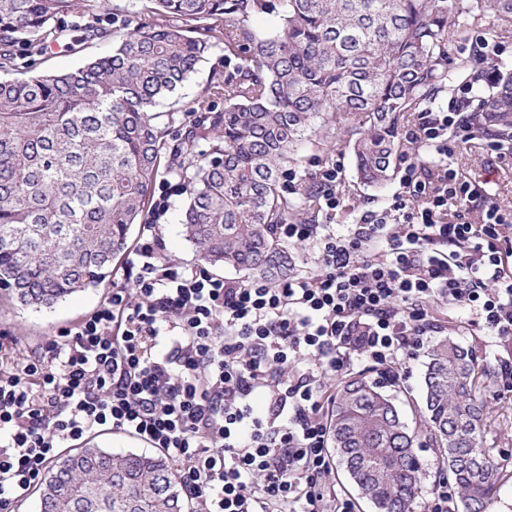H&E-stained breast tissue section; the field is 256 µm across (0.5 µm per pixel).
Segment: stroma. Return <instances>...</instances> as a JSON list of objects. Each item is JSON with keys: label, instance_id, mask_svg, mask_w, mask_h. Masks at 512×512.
<instances>
[{"label": "stroma", "instance_id": "35a3bbf8", "mask_svg": "<svg viewBox=\"0 0 512 512\" xmlns=\"http://www.w3.org/2000/svg\"><path fill=\"white\" fill-rule=\"evenodd\" d=\"M491 36L503 42L506 50L499 63L501 69H512V21L503 22L493 12H486L481 24L471 27L448 47L449 60L466 58L477 36ZM111 41L93 40L65 50L56 44L48 45L41 72L64 73L75 70L88 60L111 53ZM233 60L224 56L223 45L211 47L199 62L195 73L179 88L173 98L160 103V111H176L175 128L188 124L190 117L185 108L196 95L221 73L233 67ZM333 151L324 155L321 148L304 144L295 171L299 178L306 179L328 163H335L341 180L342 202L335 215L319 214V223L330 222L337 230L356 223L368 210H378L389 205L392 195L400 188L398 178H391L379 188L364 186L358 181L355 157L346 135L338 133L331 138ZM505 158H495L477 144H462L455 162L460 174L466 179L495 193L497 201L512 210V140L504 141ZM187 201L186 192H178L170 198V209L164 219L162 240L166 257L179 266H198L199 260L192 244L181 235L178 222ZM112 289L111 281L78 293L49 309L35 310L16 303L7 293L0 292V334L14 338L19 349L27 350L44 343L63 330L99 308ZM435 315L440 321V333L459 341L473 352L479 363L489 367L492 375L480 388L479 394L489 411L483 431V444L506 457H512V391H507L504 366L512 364V341L499 342L475 325L469 324L456 309L443 303L436 304Z\"/></svg>", "mask_w": 512, "mask_h": 512}]
</instances>
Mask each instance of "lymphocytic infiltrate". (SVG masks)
I'll return each mask as SVG.
<instances>
[{"mask_svg": "<svg viewBox=\"0 0 512 512\" xmlns=\"http://www.w3.org/2000/svg\"><path fill=\"white\" fill-rule=\"evenodd\" d=\"M472 86L429 105L402 138L400 189L347 230L288 222L312 246L307 274L245 283L170 264L160 182L128 255L131 286L19 361L0 358V512H12L62 448L101 430L161 450L193 512H325L331 472L323 381L356 363L399 377L436 329L432 305L512 338V211L448 163L498 136L466 110Z\"/></svg>", "mask_w": 512, "mask_h": 512, "instance_id": "f902f5d3", "label": "lymphocytic infiltrate"}]
</instances>
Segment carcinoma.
<instances>
[{"mask_svg":"<svg viewBox=\"0 0 512 512\" xmlns=\"http://www.w3.org/2000/svg\"><path fill=\"white\" fill-rule=\"evenodd\" d=\"M487 10L512 19V0H144L148 21L112 36L98 23L110 0H0V72L22 48L73 40V13L96 19L81 40L115 41L74 71L0 79V288L41 309L101 283L163 170L191 184L182 233L204 263L288 276L295 264L274 225L317 197L312 178L298 196L281 183L302 141L316 131L325 145L347 124L358 179L383 185L401 115L447 91L449 69L469 70L467 58L448 63V45ZM263 14L278 18L273 29L250 25ZM216 43L244 64L214 78L191 102L188 129L165 139L160 122L174 113L155 107ZM480 112L485 127L512 129V73ZM485 380L468 350L434 342L412 425L376 383L344 381L326 416L332 467L376 512H414L426 441L464 512H490L506 474L482 443ZM37 492L38 512H185L162 454L95 444L62 453Z\"/></svg>","mask_w":512,"mask_h":512,"instance_id":"cac0c4a2","label":"carcinoma"}]
</instances>
